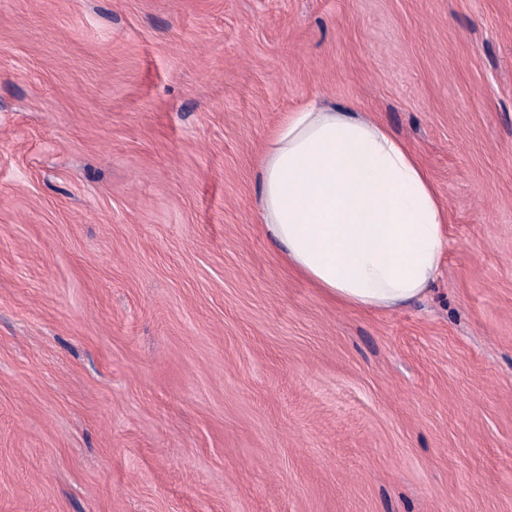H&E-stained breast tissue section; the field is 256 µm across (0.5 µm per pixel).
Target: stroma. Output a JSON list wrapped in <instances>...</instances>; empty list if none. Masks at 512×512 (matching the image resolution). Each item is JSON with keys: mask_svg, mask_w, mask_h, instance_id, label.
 Listing matches in <instances>:
<instances>
[{"mask_svg": "<svg viewBox=\"0 0 512 512\" xmlns=\"http://www.w3.org/2000/svg\"><path fill=\"white\" fill-rule=\"evenodd\" d=\"M317 94L447 205L406 308L259 222ZM0 512H512V0H0Z\"/></svg>", "mask_w": 512, "mask_h": 512, "instance_id": "stroma-1", "label": "stroma"}]
</instances>
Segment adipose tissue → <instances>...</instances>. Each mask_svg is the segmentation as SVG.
Segmentation results:
<instances>
[{
	"label": "adipose tissue",
	"mask_w": 512,
	"mask_h": 512,
	"mask_svg": "<svg viewBox=\"0 0 512 512\" xmlns=\"http://www.w3.org/2000/svg\"><path fill=\"white\" fill-rule=\"evenodd\" d=\"M258 215L288 265L349 308L406 306L449 248L448 210L417 154L318 95L265 142Z\"/></svg>",
	"instance_id": "ef3b65f1"
}]
</instances>
